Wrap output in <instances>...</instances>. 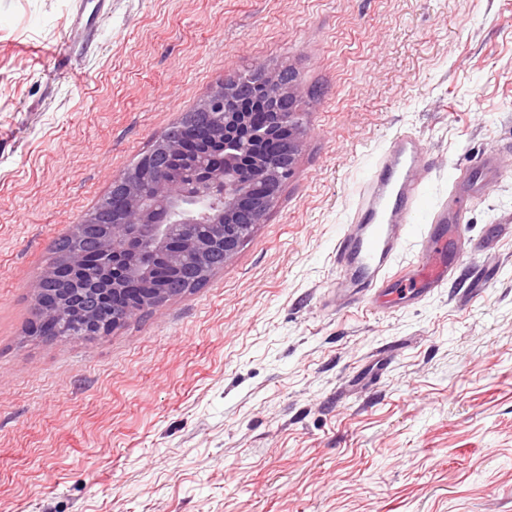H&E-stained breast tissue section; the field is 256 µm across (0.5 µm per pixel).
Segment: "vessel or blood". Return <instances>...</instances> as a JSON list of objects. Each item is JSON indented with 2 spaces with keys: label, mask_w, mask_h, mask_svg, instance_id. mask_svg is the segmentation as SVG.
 <instances>
[{
  "label": "vessel or blood",
  "mask_w": 512,
  "mask_h": 512,
  "mask_svg": "<svg viewBox=\"0 0 512 512\" xmlns=\"http://www.w3.org/2000/svg\"><path fill=\"white\" fill-rule=\"evenodd\" d=\"M429 171L418 141L406 134L398 135L372 165L353 220L336 242V263L351 282V299L392 308L417 301L454 276L460 254L448 234L464 231L457 206L427 224L420 261L400 273L392 271Z\"/></svg>",
  "instance_id": "b4317fda"
}]
</instances>
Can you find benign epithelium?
Segmentation results:
<instances>
[{
  "instance_id": "benign-epithelium-1",
  "label": "benign epithelium",
  "mask_w": 512,
  "mask_h": 512,
  "mask_svg": "<svg viewBox=\"0 0 512 512\" xmlns=\"http://www.w3.org/2000/svg\"><path fill=\"white\" fill-rule=\"evenodd\" d=\"M263 80L274 93L261 102L272 122L258 125L255 100L228 79L197 104L210 115L207 125L164 132L143 167L113 180L112 224L92 231L90 213L73 226L71 236L85 241L63 257L73 287L58 289L52 304L36 288L38 319L77 316L102 334L169 299L150 283L157 268L212 272L216 257L227 261L237 253L264 220L302 148L293 110L297 85L282 84L276 72H263ZM284 98L286 112L279 109Z\"/></svg>"
}]
</instances>
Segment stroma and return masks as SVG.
I'll return each mask as SVG.
<instances>
[{
	"mask_svg": "<svg viewBox=\"0 0 512 512\" xmlns=\"http://www.w3.org/2000/svg\"><path fill=\"white\" fill-rule=\"evenodd\" d=\"M0 0V512H512V0ZM291 70L303 147L203 288L91 340L29 336L34 286L226 78ZM400 133L460 170L454 278L342 302L336 240Z\"/></svg>",
	"mask_w": 512,
	"mask_h": 512,
	"instance_id": "obj_1",
	"label": "stroma"
}]
</instances>
